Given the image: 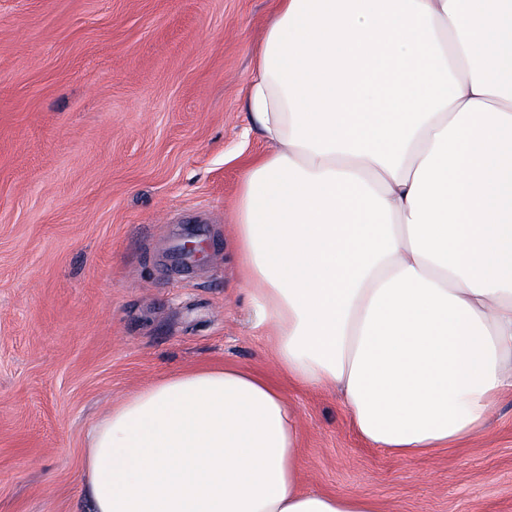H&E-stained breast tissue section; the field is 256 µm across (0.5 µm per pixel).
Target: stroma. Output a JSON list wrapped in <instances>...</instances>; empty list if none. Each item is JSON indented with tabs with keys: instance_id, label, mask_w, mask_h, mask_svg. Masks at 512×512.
Listing matches in <instances>:
<instances>
[{
	"instance_id": "35a3bbf8",
	"label": "stroma",
	"mask_w": 512,
	"mask_h": 512,
	"mask_svg": "<svg viewBox=\"0 0 512 512\" xmlns=\"http://www.w3.org/2000/svg\"><path fill=\"white\" fill-rule=\"evenodd\" d=\"M274 0H0V512H91V426L151 382L260 373L300 418L304 490L385 512H512V395L486 430L400 458L335 392L288 382L250 329L233 247L240 175L266 151L245 86ZM205 253L165 263L172 217Z\"/></svg>"
}]
</instances>
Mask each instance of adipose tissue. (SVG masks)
Segmentation results:
<instances>
[{
    "instance_id": "ef3b65f1",
    "label": "adipose tissue",
    "mask_w": 512,
    "mask_h": 512,
    "mask_svg": "<svg viewBox=\"0 0 512 512\" xmlns=\"http://www.w3.org/2000/svg\"><path fill=\"white\" fill-rule=\"evenodd\" d=\"M245 111L234 245L289 381L403 457L512 392V0H277ZM300 421L238 367L159 378L94 423V512H382L302 490Z\"/></svg>"
}]
</instances>
